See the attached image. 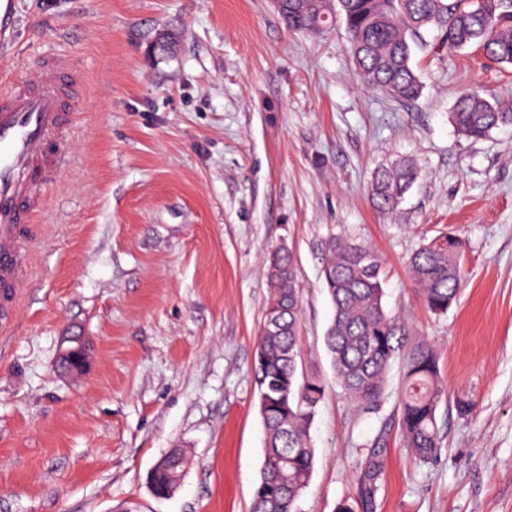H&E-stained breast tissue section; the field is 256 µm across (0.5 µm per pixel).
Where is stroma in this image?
Segmentation results:
<instances>
[{"instance_id": "1", "label": "stroma", "mask_w": 512, "mask_h": 512, "mask_svg": "<svg viewBox=\"0 0 512 512\" xmlns=\"http://www.w3.org/2000/svg\"><path fill=\"white\" fill-rule=\"evenodd\" d=\"M48 58L76 66L93 107L26 227L34 274L0 340V512H249L264 461L254 356L282 242L302 287L299 371L327 388L300 512L356 501L385 428L376 512H512V127L473 141L449 120L466 89L512 97V65L414 43L424 89L404 103L365 87L344 23L293 33L272 0H13L0 88ZM400 156L420 177L382 215L372 173ZM442 232L462 239L466 280L437 316L406 262ZM334 236L380 256L388 309L438 353L433 462L396 432L398 371L375 413L336 385L321 278ZM72 334L89 367L67 376ZM174 448L183 480L159 499L146 475Z\"/></svg>"}]
</instances>
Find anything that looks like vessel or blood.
I'll return each mask as SVG.
<instances>
[{
  "label": "vessel or blood",
  "instance_id": "b4317fda",
  "mask_svg": "<svg viewBox=\"0 0 512 512\" xmlns=\"http://www.w3.org/2000/svg\"><path fill=\"white\" fill-rule=\"evenodd\" d=\"M79 74L61 60L44 61L36 76L0 92V328L31 274L20 234L45 204L44 192L68 150L71 113L81 111L74 94Z\"/></svg>",
  "mask_w": 512,
  "mask_h": 512
}]
</instances>
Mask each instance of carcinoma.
<instances>
[{"label":"carcinoma","instance_id":"carcinoma-1","mask_svg":"<svg viewBox=\"0 0 512 512\" xmlns=\"http://www.w3.org/2000/svg\"><path fill=\"white\" fill-rule=\"evenodd\" d=\"M335 12L344 20L359 75L369 88L398 101L413 102L422 93L411 40L424 32H435L441 45L474 46L489 61L512 65V0H284L281 16L290 30L309 33L328 27ZM450 120L458 135L479 140L512 125V103L492 104L472 90L457 99ZM417 178L409 159L377 168L373 206L381 213L394 211ZM463 257V243L451 233L432 237L410 256L411 281L431 313L444 315L457 302L465 279ZM321 277L334 309L325 346L342 393L359 408L377 411L391 366L400 362L402 444L420 463L434 459L441 448L437 410L447 397V384L434 348L412 339L409 326L386 310L381 259L363 244L333 238L325 247ZM267 279L270 296L258 339L264 359L254 367L265 400V461L250 512H297L314 467L310 426L326 391L316 377L298 380L302 304L291 249L280 246L270 253ZM385 448L380 435L361 470L358 506L342 501L337 512H375ZM185 464L181 449L166 454L155 475L156 488L177 483Z\"/></svg>","mask_w":512,"mask_h":512}]
</instances>
